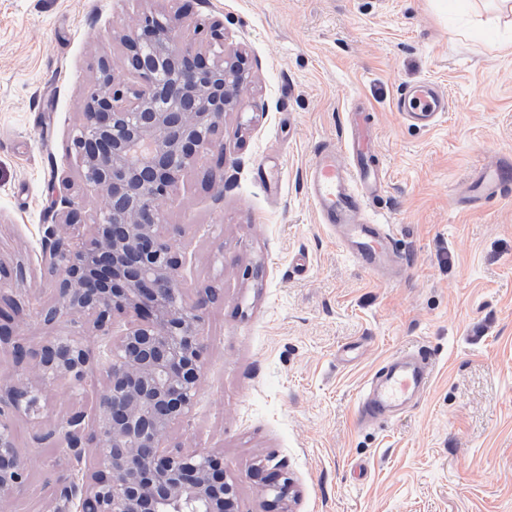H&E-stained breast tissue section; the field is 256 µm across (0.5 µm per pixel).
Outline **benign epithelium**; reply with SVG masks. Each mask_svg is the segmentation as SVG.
Masks as SVG:
<instances>
[{
    "label": "benign epithelium",
    "mask_w": 512,
    "mask_h": 512,
    "mask_svg": "<svg viewBox=\"0 0 512 512\" xmlns=\"http://www.w3.org/2000/svg\"><path fill=\"white\" fill-rule=\"evenodd\" d=\"M221 51L205 58L176 19L141 12L122 36L136 83L115 81L109 61L84 90L82 121L69 153L86 191L103 207L82 223L79 203L55 197L58 223L46 229L52 301L47 324L68 319L79 332L48 336L36 349L15 333L26 299L5 294L0 262V350L16 373L0 380V512H13L31 453L19 448L15 421L32 424V447L63 448L58 465L87 461L64 478L48 512H237V486L213 451L167 445L190 414L201 380L204 310L214 291L187 305L184 259L162 224L161 207L198 156L216 152L224 114L240 104L249 64L224 49V27L210 25ZM133 315L119 332L112 319ZM101 368V388L90 374ZM83 396L56 418L43 417L56 392ZM271 512H286L288 479H263Z\"/></svg>",
    "instance_id": "obj_1"
}]
</instances>
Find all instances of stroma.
Segmentation results:
<instances>
[{"label": "stroma", "instance_id": "stroma-1", "mask_svg": "<svg viewBox=\"0 0 512 512\" xmlns=\"http://www.w3.org/2000/svg\"><path fill=\"white\" fill-rule=\"evenodd\" d=\"M441 2L0 0V260L25 266L32 304L15 331L34 348L75 332L40 316L52 300L43 239L53 193L95 217L68 148L100 58L132 82L120 37L151 8L188 35L223 22L226 47L251 63L219 132L223 178L202 155L163 206L182 229L186 302L220 292L205 310L198 396L168 443L215 451L239 512L268 510L258 465L290 478L291 512H512V182L479 207L460 202L483 165H512V13L470 0L452 20ZM424 80L448 97L431 129L397 109ZM354 109L389 175L364 209L391 225L404 259L384 277L342 252L305 191ZM414 345L434 367L427 393L361 424L364 384ZM16 429L37 458L16 510L45 512L59 450L32 448L27 418Z\"/></svg>", "mask_w": 512, "mask_h": 512}]
</instances>
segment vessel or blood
<instances>
[{"mask_svg":"<svg viewBox=\"0 0 512 512\" xmlns=\"http://www.w3.org/2000/svg\"><path fill=\"white\" fill-rule=\"evenodd\" d=\"M397 106L413 123L437 126L448 108V99L437 84L421 83L406 88ZM512 180L501 166L486 165L467 183L465 204L476 206L497 195ZM387 173L373 147L369 124H358L351 139L322 148L308 168L306 191L322 221L336 231L348 256L381 272L400 266L402 258L392 247L389 225L368 220L366 199L383 192ZM433 366L425 349L416 347L382 364L372 375L357 401L360 422L390 419L398 409L422 397L430 388Z\"/></svg>","mask_w":512,"mask_h":512,"instance_id":"1","label":"vessel or blood"}]
</instances>
